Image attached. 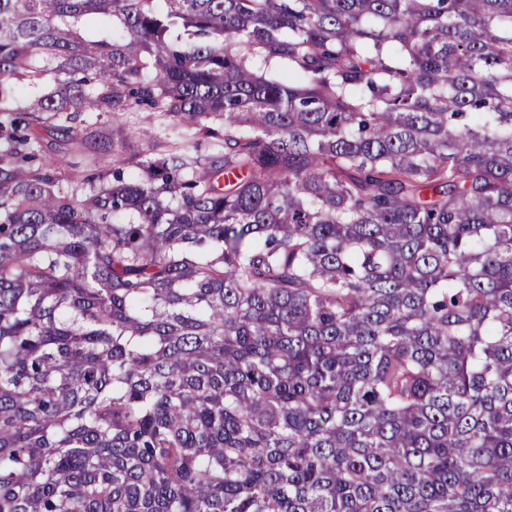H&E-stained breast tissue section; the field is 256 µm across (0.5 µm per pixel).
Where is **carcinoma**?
<instances>
[{
  "mask_svg": "<svg viewBox=\"0 0 512 512\" xmlns=\"http://www.w3.org/2000/svg\"><path fill=\"white\" fill-rule=\"evenodd\" d=\"M0 512H512V0H0ZM151 112L137 111L130 117L122 118V123L115 124L114 128L121 127L123 129L120 136L115 137L113 153L123 157L132 155H145L155 152L158 138L146 139L139 134L143 128L150 127ZM96 113L84 116L86 123L70 139L61 135L44 132L42 146L49 157H61L65 160L60 170L59 185L63 191H73L80 196L83 191L73 180L80 176L98 173L112 168V118L106 115L97 118ZM107 146L104 151L102 146Z\"/></svg>",
  "mask_w": 512,
  "mask_h": 512,
  "instance_id": "cac0c4a2",
  "label": "carcinoma"
}]
</instances>
